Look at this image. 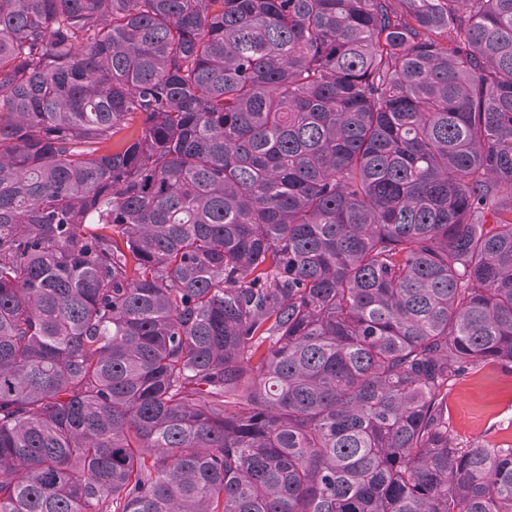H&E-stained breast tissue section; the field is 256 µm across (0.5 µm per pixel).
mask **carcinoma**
Returning a JSON list of instances; mask_svg holds the SVG:
<instances>
[{
	"label": "carcinoma",
	"instance_id": "obj_1",
	"mask_svg": "<svg viewBox=\"0 0 512 512\" xmlns=\"http://www.w3.org/2000/svg\"><path fill=\"white\" fill-rule=\"evenodd\" d=\"M512 0H0V512H512ZM451 428L463 446H512V368L484 365L448 390Z\"/></svg>",
	"mask_w": 512,
	"mask_h": 512
}]
</instances>
